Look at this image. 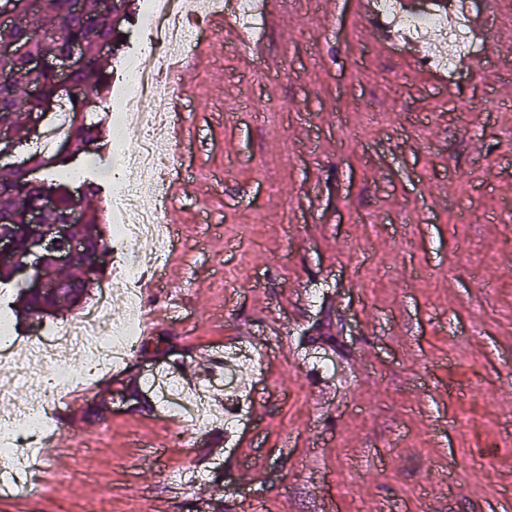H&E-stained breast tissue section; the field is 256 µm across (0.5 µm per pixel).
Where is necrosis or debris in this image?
<instances>
[{"mask_svg":"<svg viewBox=\"0 0 512 512\" xmlns=\"http://www.w3.org/2000/svg\"><path fill=\"white\" fill-rule=\"evenodd\" d=\"M477 8V0H452L445 14H405L399 0L378 3L380 15L392 20L405 40L422 47L427 61L451 77L475 55L471 16ZM138 25L147 33L149 47L137 58L112 113L113 137L123 139L132 131L138 137L136 149L122 152L112 170L116 184L113 238L126 244L145 241L151 248L126 257L116 274L113 294L103 295L74 322L56 327L51 336L28 344L20 363L28 377L30 397L22 406L0 412V461L11 466L7 483L13 488L32 480L26 460L34 445L23 441V434L51 431L43 413L46 402L95 378L131 353L144 330L140 284L145 278L157 277L174 238L172 225L164 220L163 202L146 200L168 168L170 146L161 137L170 119L165 102L180 92L165 57L174 48L188 50L202 32L188 24L185 0H151ZM116 296L123 302L118 318L112 315ZM146 382L180 423L201 428L213 419L208 391L202 389L196 398H187L180 378L168 371L152 372Z\"/></svg>","mask_w":512,"mask_h":512,"instance_id":"1","label":"necrosis or debris"}]
</instances>
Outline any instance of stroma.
I'll return each mask as SVG.
<instances>
[{
    "label": "stroma",
    "instance_id": "obj_1",
    "mask_svg": "<svg viewBox=\"0 0 512 512\" xmlns=\"http://www.w3.org/2000/svg\"><path fill=\"white\" fill-rule=\"evenodd\" d=\"M281 8L250 48L194 46L149 325L64 409L73 445L42 440L54 490L30 512H512V0H481V56L447 89L378 49L358 0ZM113 163H71L104 189L83 207L110 209ZM79 314L6 312L19 350ZM239 347L236 431L163 416L148 373Z\"/></svg>",
    "mask_w": 512,
    "mask_h": 512
}]
</instances>
